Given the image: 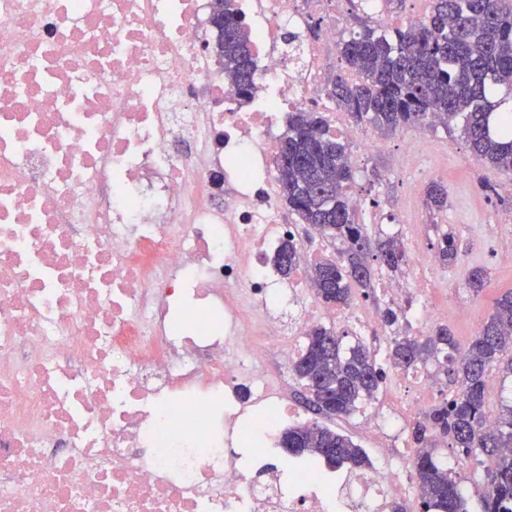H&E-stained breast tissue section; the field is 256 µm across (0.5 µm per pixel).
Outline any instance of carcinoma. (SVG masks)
<instances>
[{"mask_svg":"<svg viewBox=\"0 0 512 512\" xmlns=\"http://www.w3.org/2000/svg\"><path fill=\"white\" fill-rule=\"evenodd\" d=\"M224 44L218 61L238 97L249 100L256 89L250 25L235 0H221ZM336 76L327 98L356 122L393 132L424 128L437 117L447 130H459L471 153L491 167L512 174V0H432L431 11L417 24L391 29L369 20L336 44ZM288 167H277V181L288 211L321 238L340 245L337 258L312 262L308 280L323 304L346 306L353 291L377 295L371 260L382 258L392 273L402 270L406 253L393 236L373 237L361 221L349 190L356 169L349 144L328 124L323 112L297 109L279 142ZM431 211L448 206V190L433 181L426 192ZM456 237L439 236L440 261L459 258ZM297 245L288 241L276 254L282 275L296 267ZM345 332L320 326L311 331L293 365L307 401L332 394L331 413L348 416L370 400L385 381V370L361 341L344 344ZM444 368L453 390L416 422L410 440L417 447L414 480L417 512H469L460 479L437 462L429 436L438 435L457 456L488 457L480 489L482 512H512V401L491 411L486 386L493 373L512 378V290L495 302L468 347L460 349L453 331L438 325L425 339L408 334L392 338L388 360L409 372L428 359ZM495 414L494 426L484 423ZM281 439L330 468L360 467L364 451L350 438L317 423L295 426Z\"/></svg>","mask_w":512,"mask_h":512,"instance_id":"obj_1","label":"carcinoma"}]
</instances>
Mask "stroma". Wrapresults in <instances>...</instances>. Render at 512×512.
Instances as JSON below:
<instances>
[{
	"label": "stroma",
	"mask_w": 512,
	"mask_h": 512,
	"mask_svg": "<svg viewBox=\"0 0 512 512\" xmlns=\"http://www.w3.org/2000/svg\"><path fill=\"white\" fill-rule=\"evenodd\" d=\"M347 141L357 168L352 195L366 200L368 207L362 218L373 234L393 235L408 207H415L418 221L428 229L417 247H406L407 257L415 253H431L435 242L430 224L451 226L461 243L458 263L450 268L433 265L430 279L438 282L433 298L445 322L455 332L460 345H467L491 313L496 299L512 289V264L502 262L501 248L512 231V201L494 195V186L511 180L507 174L476 159L460 134H450L443 127L423 131L409 128L386 134L370 123H355ZM368 134L371 146L361 145L357 133ZM422 136L438 157L448 160V169L434 173L435 181L448 189V207L429 214L425 204L426 181L412 182L402 167V147L406 140ZM485 268L488 282L480 293L466 287L469 271Z\"/></svg>",
	"instance_id": "obj_1"
}]
</instances>
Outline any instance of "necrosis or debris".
Returning <instances> with one entry per match:
<instances>
[{
  "label": "necrosis or debris",
  "instance_id": "necrosis-or-debris-1",
  "mask_svg": "<svg viewBox=\"0 0 512 512\" xmlns=\"http://www.w3.org/2000/svg\"><path fill=\"white\" fill-rule=\"evenodd\" d=\"M238 3L245 103L205 48L208 0H0V512L414 505L400 444L430 406L425 377L394 379L393 403L363 419L366 465L337 481L267 461L303 420L285 384L326 317L304 281L313 243L288 278L273 267L297 236L280 121L325 106L340 14L336 0ZM434 261L380 283L421 331L441 318Z\"/></svg>",
  "mask_w": 512,
  "mask_h": 512
}]
</instances>
